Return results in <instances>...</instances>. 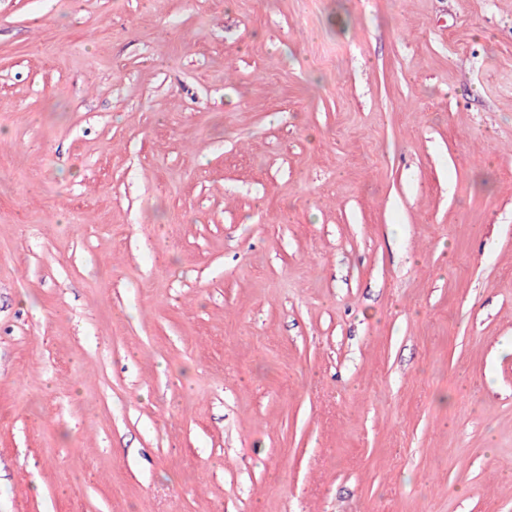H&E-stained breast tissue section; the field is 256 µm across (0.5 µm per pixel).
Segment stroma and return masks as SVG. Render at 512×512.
<instances>
[{
    "label": "stroma",
    "mask_w": 512,
    "mask_h": 512,
    "mask_svg": "<svg viewBox=\"0 0 512 512\" xmlns=\"http://www.w3.org/2000/svg\"><path fill=\"white\" fill-rule=\"evenodd\" d=\"M0 512H512V0H0Z\"/></svg>",
    "instance_id": "35a3bbf8"
}]
</instances>
